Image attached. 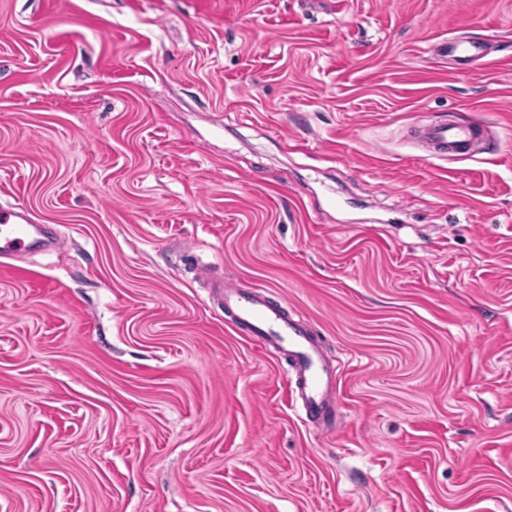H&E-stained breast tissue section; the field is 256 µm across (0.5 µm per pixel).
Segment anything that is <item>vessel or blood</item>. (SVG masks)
<instances>
[{"instance_id":"obj_1","label":"vessel or blood","mask_w":512,"mask_h":512,"mask_svg":"<svg viewBox=\"0 0 512 512\" xmlns=\"http://www.w3.org/2000/svg\"><path fill=\"white\" fill-rule=\"evenodd\" d=\"M437 52L452 57L459 64L472 65L486 58L487 47L478 38L452 36L439 42ZM484 137L482 126L445 121L422 126L412 134L413 141L422 147L427 157L437 159L466 153L472 142ZM62 243V235L56 228L37 223L24 207H0L1 259L49 251ZM220 288L231 321L244 326L261 351L279 349L291 357L296 372L293 391L302 401L306 421L323 419L328 411L327 399L336 395V381L321 346L309 338L301 321L283 315L272 306L266 290L243 291L230 281L222 282Z\"/></svg>"}]
</instances>
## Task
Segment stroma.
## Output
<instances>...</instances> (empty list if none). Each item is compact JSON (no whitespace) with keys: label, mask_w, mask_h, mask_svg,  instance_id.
Here are the masks:
<instances>
[{"label":"stroma","mask_w":512,"mask_h":512,"mask_svg":"<svg viewBox=\"0 0 512 512\" xmlns=\"http://www.w3.org/2000/svg\"><path fill=\"white\" fill-rule=\"evenodd\" d=\"M12 205L65 243L0 262V512H512V0H0ZM440 56L452 57L460 65H472L483 61L487 56V46L478 38L448 37L437 45ZM485 138L483 126L470 123L436 121L422 126L411 139L422 147L426 157L446 159L448 154H464L474 141ZM224 310L234 324L244 326L248 336L263 352L279 349L294 363L293 391L301 399L304 420L317 422L330 410L326 401L335 398L336 381L326 364L321 346L302 329V320L283 315L272 306L267 291H242L230 281L220 284Z\"/></svg>","instance_id":"obj_1"}]
</instances>
